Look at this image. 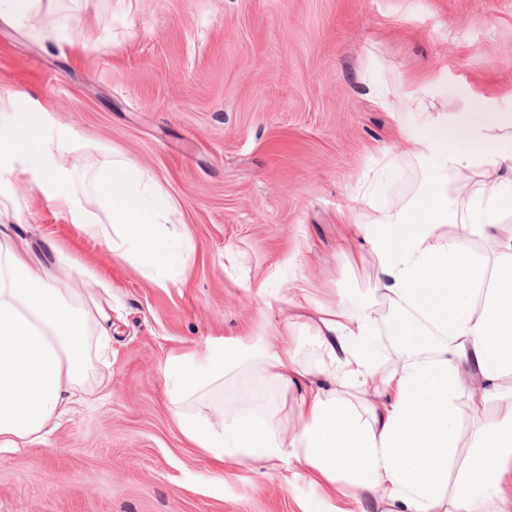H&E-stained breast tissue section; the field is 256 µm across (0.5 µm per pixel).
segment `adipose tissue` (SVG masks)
Returning <instances> with one entry per match:
<instances>
[{
    "instance_id": "obj_1",
    "label": "adipose tissue",
    "mask_w": 512,
    "mask_h": 512,
    "mask_svg": "<svg viewBox=\"0 0 512 512\" xmlns=\"http://www.w3.org/2000/svg\"><path fill=\"white\" fill-rule=\"evenodd\" d=\"M388 112L404 156L423 162L428 178L399 210L364 216L367 196L340 211L336 253L356 249L375 259L372 286L354 300L314 304L306 288L287 291L280 328L253 342L213 341L204 353L167 359L173 419L185 440L224 463L261 462L270 472L297 463L325 487L323 512H349L343 486L359 512H505L503 474L512 465V395L496 421L477 423L464 461H457L458 396L495 392L512 374V258L490 261L473 234L500 235L512 219V114L494 112L471 94L448 111V91L424 77L398 86L368 85ZM0 449L43 439L82 400L93 355L111 342L112 291L64 288L27 260L3 225L22 176L36 170L44 193L71 224L131 262L149 283L167 287L185 275L195 253L191 237L169 232L171 203H158L148 172L104 143L58 130L28 96L0 100ZM397 307L392 333L412 348L389 373H379L376 317L381 300ZM325 347L330 363L312 367L288 347L295 326ZM254 372L280 394L295 392L294 423L246 403L230 410L204 398L229 379ZM324 377L334 388L315 385ZM356 385L367 401L356 409L341 390Z\"/></svg>"
}]
</instances>
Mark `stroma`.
Masks as SVG:
<instances>
[{"label":"stroma","mask_w":512,"mask_h":512,"mask_svg":"<svg viewBox=\"0 0 512 512\" xmlns=\"http://www.w3.org/2000/svg\"><path fill=\"white\" fill-rule=\"evenodd\" d=\"M38 40L0 17V98L28 93L54 128L99 139L149 172L175 206L171 229L197 251L184 283H148L89 239L37 185L18 200L12 242L49 272L59 253L112 290V345L83 379L85 404L46 443L0 451V512H315L323 499L299 465H220L173 421L167 357L216 339H258L281 320L224 272L264 277L296 253L313 299L335 302L374 281V260L336 255L338 214L383 168L396 133L363 84L373 58L385 78L426 73L512 114V0H42ZM81 44L52 38L72 10ZM425 178L397 160L379 209L405 204ZM111 396L99 402V383ZM285 417L290 401L253 375L225 383V404L251 391Z\"/></svg>","instance_id":"1"}]
</instances>
